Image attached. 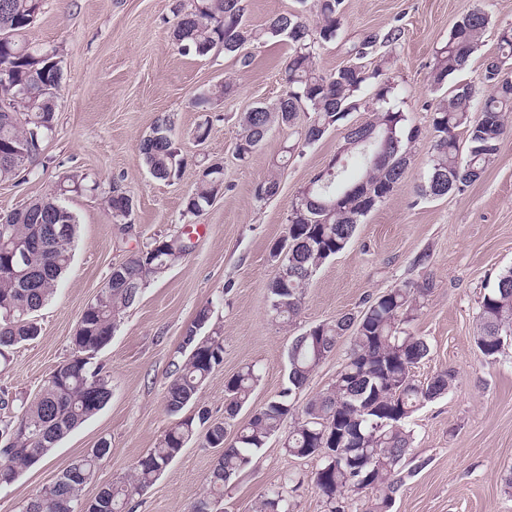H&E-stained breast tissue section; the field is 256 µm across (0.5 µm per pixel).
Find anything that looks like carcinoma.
I'll use <instances>...</instances> for the list:
<instances>
[{"label":"carcinoma","mask_w":512,"mask_h":512,"mask_svg":"<svg viewBox=\"0 0 512 512\" xmlns=\"http://www.w3.org/2000/svg\"><path fill=\"white\" fill-rule=\"evenodd\" d=\"M42 0H4L0 7V181L12 180L39 156L35 144H43L55 121L56 98L42 95L45 62L37 58L40 48L26 36ZM244 0H193L176 23L173 41L184 54L207 56L216 48L237 54L248 44L286 40L291 54L285 66L282 95L272 105H259L240 117L237 156L249 158L274 126L292 127L299 113L309 114L301 133L302 146L322 138L332 127L356 110L361 95L375 89V99L386 101L394 90L387 75V60L370 68L363 60L379 48L399 45L401 29L365 36L353 44L349 54L355 62L326 73L316 65L317 49L336 39L343 20V0H316L317 20L307 23L303 11L278 14L259 30L244 22ZM489 24L488 15L476 8L455 23L448 40L435 53L431 78L441 90L448 78L462 72L481 43ZM498 63H485L477 83L490 89L484 107L472 118L470 102L475 85L457 81L442 93L432 107L435 132L429 156V172L420 195L441 197L463 192L477 181L494 161L507 132L512 113V28L499 33ZM231 92V85L215 84L198 94L192 104L203 111L214 100ZM465 135L467 160H460L457 132ZM418 130L408 126L406 116L390 108L374 110L363 131L344 141L345 150L335 175L315 183L298 196L288 217V254L280 242L271 247L274 262H282L289 274L275 270L266 284L272 319L293 323L300 316L306 290L316 270L343 251L352 241L358 224L389 198L402 181L408 162V146ZM139 152L150 175L161 181L180 176L186 157L173 134L170 119L160 116ZM360 158L362 173L351 182H339L349 159ZM224 186V170L210 165L187 196L185 213L197 216ZM279 189L277 171L271 170L257 185L255 198L263 201ZM112 219L125 231L131 227V196L114 186L104 197ZM77 218L58 195L38 198L11 212V222L0 223V267L11 260L18 244L29 245L27 274L23 277L0 272V358L7 350L40 333L37 312L53 295L58 280L72 260ZM188 251L183 240L156 239L132 252L112 267L108 282L84 308L71 338V356L45 382L41 393L22 407L21 415L5 425L11 435L8 446L0 445V487L43 460L55 445L109 401L111 381L93 360L81 356L98 353L112 338L124 312L140 298L147 284L164 273L169 264L182 260ZM431 286L404 281L366 302L357 315L311 326L294 337L288 349V383L278 398L256 408L249 421L236 432L234 443L224 445L222 421L208 416L185 415L197 402L200 387L224 358V340L201 336L210 319L208 306L200 309L183 339L184 359L175 365L165 395V409L175 418L157 446L142 456L134 474L99 490L93 512H129L133 497L154 479L197 437L209 448L224 449L210 474L208 489L188 512H213L228 487L251 466L256 453L277 433L288 416L293 429L283 443L297 458H317L314 473L325 512H352L355 499L370 494L369 512H390L394 495L403 482L410 459L411 415L448 391L453 373L444 370L426 382L414 379V369L427 358L430 348L424 338L410 331L411 323L425 307ZM476 347L487 361L497 358L512 338V268L502 272L495 286L485 293L477 314ZM352 332L349 353L325 392L294 404V395L316 367ZM259 381L252 366L239 371L225 384L226 418L234 417L249 403ZM97 399L88 398L89 389ZM107 441L98 449L75 458L63 471L64 482L42 487L24 508L28 512H75L84 502L83 491L95 477ZM282 483L268 490L257 512H291Z\"/></svg>","instance_id":"obj_1"}]
</instances>
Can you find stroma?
Segmentation results:
<instances>
[{
  "label": "stroma",
  "instance_id": "stroma-1",
  "mask_svg": "<svg viewBox=\"0 0 512 512\" xmlns=\"http://www.w3.org/2000/svg\"><path fill=\"white\" fill-rule=\"evenodd\" d=\"M190 0H43L28 38L60 50L62 80L52 132L30 174L0 182V214L51 193L60 176L85 177L90 190L64 200L78 221L73 258L53 298L36 314L41 333L12 349L0 363V420L19 415L51 372L71 354L70 340L86 307L105 286L112 266L156 239L184 237L186 257L152 279L123 315L96 360L110 376L112 396L96 415L62 439L39 463L0 488V512H21L43 485L100 440L110 452L84 490L93 499L108 484L130 477L133 466L155 447L172 423L164 407L171 373L183 358L186 329L210 307L207 331L224 339V361L203 384L198 401L212 419L225 420L234 437L253 408L276 397L287 380L288 347L306 328L363 310L365 302L404 281L432 283L427 306L413 323L430 354L415 377L454 372L446 394L415 412L412 455L423 469L406 478L392 512H512V495L501 481L512 469V346L495 363L481 357L474 336L477 312L498 274L512 267V135L483 176L466 191L422 198L433 142L431 85L434 55L458 18L481 5L490 18L472 54L464 81L475 80L498 52V35L512 27V0H344L335 41L317 51V66L331 72L346 65L350 47L368 34L400 26L391 52V100L408 125L421 131L410 146V163L396 191L359 224L353 242L315 273L296 323L284 326L268 312L266 284L275 273L272 244L287 231L292 205L334 157L345 127L328 131L294 155L290 130L272 128L244 161L236 156L241 113L272 104L284 89L287 42L251 50L249 65L220 51L184 55L171 41L180 9ZM230 95L208 111L192 99L222 80ZM170 115L187 163L173 182L155 180L138 152L157 116ZM211 133L201 144L192 133L202 122ZM281 163L277 194L256 201L255 188ZM224 168V191L196 217L183 214L202 166ZM120 186L135 203L133 229L118 230L102 196ZM425 264H417L419 255ZM341 340L296 395L305 404L329 388L346 359ZM252 365L260 380L249 406L225 419V382ZM272 436L252 466L224 491L223 512H255L266 491L293 477V512H324L314 483L320 462L298 459ZM220 449L190 442L131 503V512H188L202 497Z\"/></svg>",
  "mask_w": 512,
  "mask_h": 512
}]
</instances>
